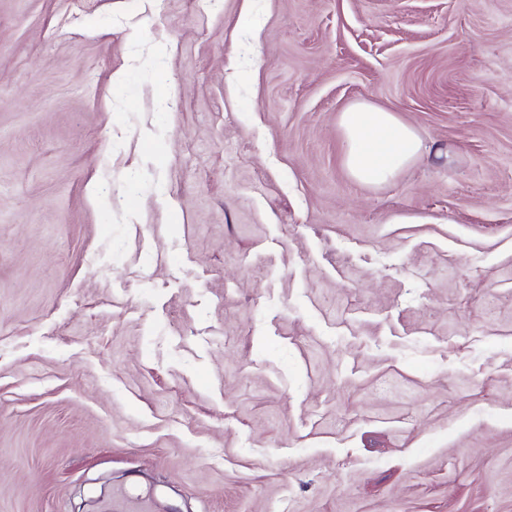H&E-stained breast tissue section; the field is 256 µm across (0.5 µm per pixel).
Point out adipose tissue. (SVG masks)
I'll return each instance as SVG.
<instances>
[{
	"label": "adipose tissue",
	"mask_w": 512,
	"mask_h": 512,
	"mask_svg": "<svg viewBox=\"0 0 512 512\" xmlns=\"http://www.w3.org/2000/svg\"><path fill=\"white\" fill-rule=\"evenodd\" d=\"M345 141L344 166L349 176L365 186L394 180L417 159L423 142L416 130L392 110L366 101L349 105L340 114Z\"/></svg>",
	"instance_id": "obj_1"
}]
</instances>
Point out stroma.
<instances>
[{"instance_id": "35a3bbf8", "label": "stroma", "mask_w": 512, "mask_h": 512, "mask_svg": "<svg viewBox=\"0 0 512 512\" xmlns=\"http://www.w3.org/2000/svg\"><path fill=\"white\" fill-rule=\"evenodd\" d=\"M365 100L427 151L347 174ZM512 512V0H0V512Z\"/></svg>"}]
</instances>
